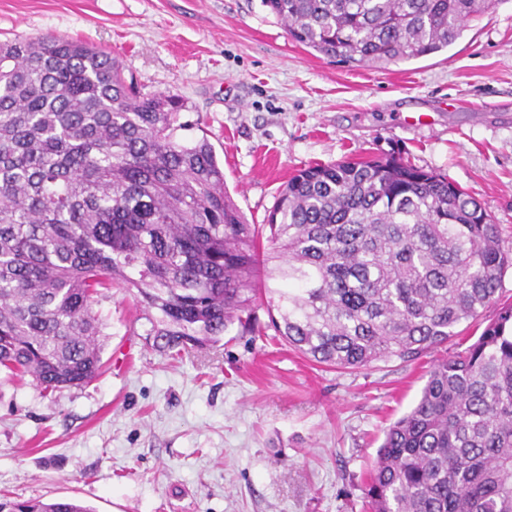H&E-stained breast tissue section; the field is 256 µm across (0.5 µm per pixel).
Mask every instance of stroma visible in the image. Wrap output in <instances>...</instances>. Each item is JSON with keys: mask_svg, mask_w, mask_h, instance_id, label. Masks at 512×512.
Wrapping results in <instances>:
<instances>
[{"mask_svg": "<svg viewBox=\"0 0 512 512\" xmlns=\"http://www.w3.org/2000/svg\"><path fill=\"white\" fill-rule=\"evenodd\" d=\"M59 35L183 98L253 224L300 168L395 152L475 197L512 253V0L447 50L384 68L292 40L262 0H0V41ZM102 374L0 378V496L94 512H369L385 428L456 349L340 371L273 334L173 357L132 292L101 289Z\"/></svg>", "mask_w": 512, "mask_h": 512, "instance_id": "1", "label": "stroma"}]
</instances>
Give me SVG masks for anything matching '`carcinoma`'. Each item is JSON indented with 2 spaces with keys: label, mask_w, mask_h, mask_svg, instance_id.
<instances>
[{
  "label": "carcinoma",
  "mask_w": 512,
  "mask_h": 512,
  "mask_svg": "<svg viewBox=\"0 0 512 512\" xmlns=\"http://www.w3.org/2000/svg\"><path fill=\"white\" fill-rule=\"evenodd\" d=\"M262 2L295 41L379 67L448 48L493 5ZM184 110L140 93L104 49L0 42V369L44 391L92 382L109 282L136 291L164 350L259 333L264 302L289 346L341 370L415 361L493 307L386 428L366 496L370 512H512V255L481 204L392 154L299 169L251 224ZM0 512L92 510L1 498Z\"/></svg>",
  "instance_id": "1"
}]
</instances>
